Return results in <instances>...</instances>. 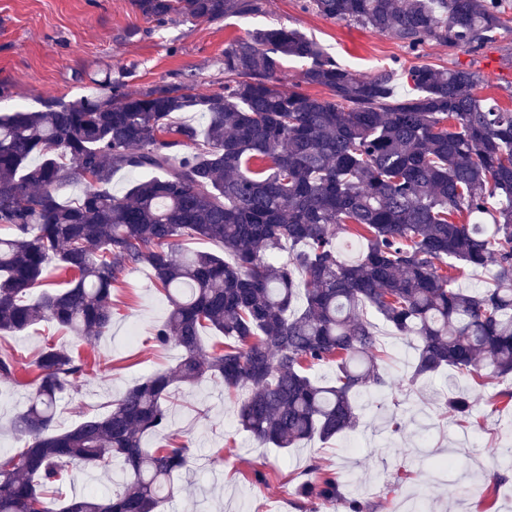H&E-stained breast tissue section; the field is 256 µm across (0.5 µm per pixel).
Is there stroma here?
Listing matches in <instances>:
<instances>
[{"label":"stroma","mask_w":512,"mask_h":512,"mask_svg":"<svg viewBox=\"0 0 512 512\" xmlns=\"http://www.w3.org/2000/svg\"><path fill=\"white\" fill-rule=\"evenodd\" d=\"M307 0H264V11L214 22H146L130 0H0V116L18 107L34 111L44 98L73 100L124 77L138 90L193 76L201 92L224 85V48L256 28L284 26L315 38L350 70L367 75L393 62L404 66H459L476 71L477 96L512 109V31L502 30L476 53L434 43L412 52L396 40L308 9ZM170 306L150 267L130 270L112 291V327L90 344L79 342L55 322L25 332L0 334V353L34 359L49 344L78 353L89 364L77 390L61 395L55 431L71 429L83 417L105 413L107 405L143 377L173 369L182 351L158 346L156 326ZM385 372L391 388L358 397V427L330 440L312 439L298 448H277L256 440L237 423L242 393L216 382L174 386L167 403L168 433L189 441L193 459L174 475V494L165 512H351V502L371 512H512V469L502 449L512 448V405L497 393L512 389V377L486 376L476 385L453 370L413 379L416 342L377 323ZM30 374L0 378V452L22 448L12 423L24 411ZM472 401L471 416L448 414L449 394ZM397 418L392 429L389 418ZM454 459L436 473L434 458ZM337 473L342 499L334 504L300 503L296 484L310 462ZM264 481H256L255 472ZM122 465L94 471L66 468L64 496L121 486Z\"/></svg>","instance_id":"35a3bbf8"}]
</instances>
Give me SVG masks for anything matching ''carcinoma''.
<instances>
[{
    "label": "carcinoma",
    "instance_id": "cac0c4a2",
    "mask_svg": "<svg viewBox=\"0 0 512 512\" xmlns=\"http://www.w3.org/2000/svg\"><path fill=\"white\" fill-rule=\"evenodd\" d=\"M323 17L346 21L415 52L432 42L476 52L512 18L502 0H309ZM143 19L218 21L263 11L262 0H131ZM307 62L302 82L327 96L277 85L280 60ZM409 91L394 92L397 68L358 76L313 38L285 27L253 30L224 47V88L203 94L179 80L75 101L49 97L36 111L0 116V333L44 320L79 340L112 323V288L149 266L170 302L156 327L160 346L183 351L110 402L102 415L52 429L59 395L78 386L88 363L55 345L31 364L28 408L14 429L25 446L0 455V512H164L166 482L186 468L190 447L173 438L164 403L176 383L210 379L246 390L237 421L258 440L296 448L358 426L363 393L391 387L373 311L417 342L413 378L444 367L479 376L512 374V110L479 98L476 72L415 65ZM202 112V127L175 120ZM144 174L118 196V170ZM83 186L74 201L58 190ZM499 201L491 224L486 204ZM353 234L366 249L340 257ZM208 240L223 254L189 251ZM288 246V258L276 254ZM494 263L495 285L456 288L466 268ZM69 287L36 297L49 264ZM224 334L206 350L201 332ZM336 364V379L308 374ZM23 366L0 355V377ZM448 412L470 416L468 397ZM120 459L122 489L86 492L55 504L63 468L103 469ZM299 485L308 501L341 500L336 474L310 464Z\"/></svg>",
    "mask_w": 512,
    "mask_h": 512
}]
</instances>
